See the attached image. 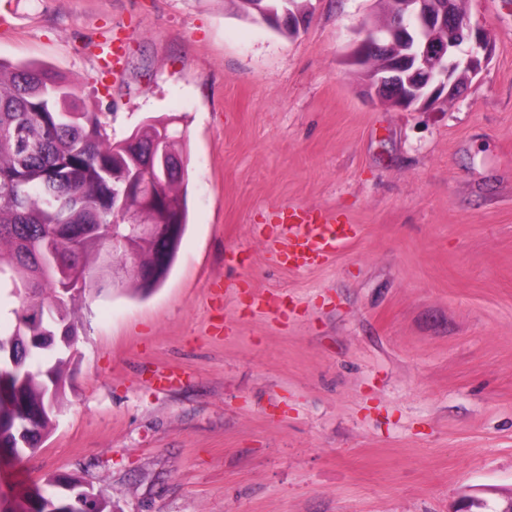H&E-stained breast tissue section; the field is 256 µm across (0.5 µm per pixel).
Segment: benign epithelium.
<instances>
[{
  "mask_svg": "<svg viewBox=\"0 0 512 512\" xmlns=\"http://www.w3.org/2000/svg\"><path fill=\"white\" fill-rule=\"evenodd\" d=\"M285 21L299 30L306 24V18L291 9L271 16L266 23L275 26ZM387 41L398 42L400 54L378 74L366 54L370 49H383ZM492 50L489 31L469 16L443 10L438 0H399L398 13L386 24H362L347 62L364 73V86L379 100L401 99L429 108L463 89L457 80L458 68L477 75ZM152 162L167 179L183 173L182 162L163 151Z\"/></svg>",
  "mask_w": 512,
  "mask_h": 512,
  "instance_id": "obj_1",
  "label": "benign epithelium"
}]
</instances>
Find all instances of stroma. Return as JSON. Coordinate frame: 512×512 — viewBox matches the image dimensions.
<instances>
[{
	"mask_svg": "<svg viewBox=\"0 0 512 512\" xmlns=\"http://www.w3.org/2000/svg\"><path fill=\"white\" fill-rule=\"evenodd\" d=\"M462 6L492 56L423 111L344 63L386 0H310L293 37L239 0H0V61L77 78L115 139L172 120L190 153L170 273L78 297L62 413L0 458L1 495L74 471L121 512H456L512 489V0ZM291 210L357 232L288 268Z\"/></svg>",
	"mask_w": 512,
	"mask_h": 512,
	"instance_id": "stroma-1",
	"label": "stroma"
}]
</instances>
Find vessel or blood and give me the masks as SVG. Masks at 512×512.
<instances>
[{"label": "vessel or blood", "mask_w": 512, "mask_h": 512, "mask_svg": "<svg viewBox=\"0 0 512 512\" xmlns=\"http://www.w3.org/2000/svg\"><path fill=\"white\" fill-rule=\"evenodd\" d=\"M281 228L277 254L281 264L294 267L313 264L336 252L353 234L352 225L322 222L310 213L296 211L282 214Z\"/></svg>", "instance_id": "obj_1"}]
</instances>
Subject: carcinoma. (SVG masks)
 Listing matches in <instances>:
<instances>
[{
	"instance_id": "obj_1",
	"label": "carcinoma",
	"mask_w": 512,
	"mask_h": 512,
	"mask_svg": "<svg viewBox=\"0 0 512 512\" xmlns=\"http://www.w3.org/2000/svg\"><path fill=\"white\" fill-rule=\"evenodd\" d=\"M78 86L45 65L0 61V454L15 458L33 453L57 416L77 336L68 303L112 271V236L129 241L119 251L130 262L127 287L146 294L166 278L188 224L185 177L169 179L151 202L138 195L159 177L145 163L152 142L185 160V135L149 119L116 141L102 114L81 104ZM19 125L37 150L16 147ZM122 201L130 224L112 223ZM138 224H163L165 237ZM85 493L96 512H117L77 474L48 480L25 512H72Z\"/></svg>"
}]
</instances>
